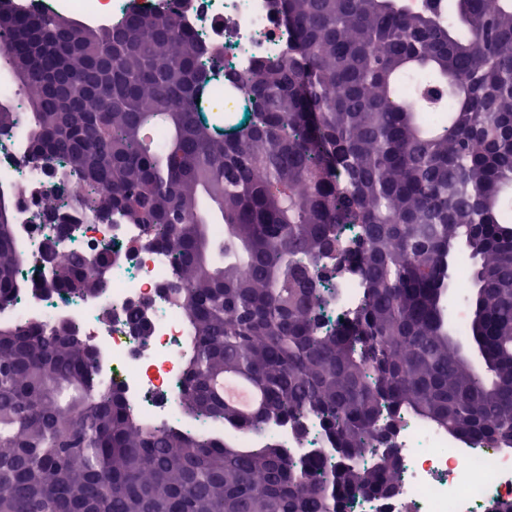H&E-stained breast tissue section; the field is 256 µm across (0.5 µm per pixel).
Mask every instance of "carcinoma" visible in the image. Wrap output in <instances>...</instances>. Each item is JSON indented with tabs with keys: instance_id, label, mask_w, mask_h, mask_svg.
Here are the masks:
<instances>
[{
	"instance_id": "1",
	"label": "carcinoma",
	"mask_w": 512,
	"mask_h": 512,
	"mask_svg": "<svg viewBox=\"0 0 512 512\" xmlns=\"http://www.w3.org/2000/svg\"><path fill=\"white\" fill-rule=\"evenodd\" d=\"M288 50L224 73V52L170 12L118 23L21 15L0 55L28 56L26 111L0 91V136H21L85 192L70 207L142 228L169 253L164 286L191 336L185 414L253 434L128 429L72 327L0 322V512H350L387 498L390 421L408 412L512 448V0H274ZM247 123L206 118L224 81ZM435 112L409 107L406 95ZM224 225L215 236L210 225ZM357 224L355 249L341 230ZM50 281L94 295L74 255ZM205 243L208 264L199 261ZM468 252L466 322L448 323L449 269ZM16 228L0 233V307L20 288ZM247 266L252 275L241 276ZM355 269L364 299L324 329L319 282ZM261 394L244 415L215 379ZM315 422L336 455L292 456L276 428ZM374 437L383 450L365 457Z\"/></svg>"
}]
</instances>
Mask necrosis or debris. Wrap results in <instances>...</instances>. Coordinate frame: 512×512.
Wrapping results in <instances>:
<instances>
[{
  "label": "necrosis or debris",
  "mask_w": 512,
  "mask_h": 512,
  "mask_svg": "<svg viewBox=\"0 0 512 512\" xmlns=\"http://www.w3.org/2000/svg\"><path fill=\"white\" fill-rule=\"evenodd\" d=\"M27 14L68 15L81 23L120 21L133 7L172 11L185 29L203 42L224 48V68L241 74L260 60L284 51L291 38L287 23L271 0H15ZM24 143L0 142V182L15 186L13 204L23 282L14 302L0 308V320L38 319L47 327L66 322L96 352L98 377L124 394L131 430L155 426L193 429V420L177 410L184 358L189 349L186 315L168 303L161 290L172 276L167 253L138 248L135 224H109L72 214L74 227L56 251V260L80 253L97 260L102 244L117 250L119 272L107 288L82 297L52 287L43 278L39 244L47 230L41 222L47 196L71 199L83 185L31 175ZM141 307L152 332L139 342L127 323V312ZM399 467L397 494L383 501L358 496L355 512H492L512 501V448H487L402 415L392 439Z\"/></svg>",
  "instance_id": "4bbe7bcc"
}]
</instances>
